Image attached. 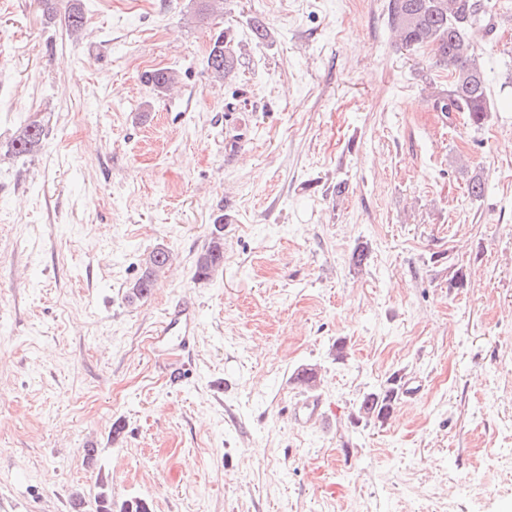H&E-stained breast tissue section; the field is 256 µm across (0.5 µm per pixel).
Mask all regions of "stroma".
I'll return each instance as SVG.
<instances>
[{
  "label": "stroma",
  "mask_w": 512,
  "mask_h": 512,
  "mask_svg": "<svg viewBox=\"0 0 512 512\" xmlns=\"http://www.w3.org/2000/svg\"><path fill=\"white\" fill-rule=\"evenodd\" d=\"M80 3L76 41L0 0V145L46 128L0 152V512H95L101 472L150 512H512V0L472 35L479 127L436 111L448 70L396 43L388 0ZM221 25L229 82L206 66ZM164 67L158 95L140 75ZM220 213L224 271L196 279ZM181 300L199 325L174 384L151 337ZM305 368L328 415L302 428ZM394 376L411 398L360 417ZM207 56V68L214 78L227 80L236 74L240 65V52L234 44L230 28L219 30L211 37ZM44 137L45 128L41 120H28L9 143L8 151L18 157L31 155L39 150ZM171 260L170 252L164 248H156L145 259V268L141 276L132 284L127 292V300L136 303L148 298L154 288L157 277ZM393 396V387L367 393L359 404L358 412L366 420L382 421L387 419L392 409Z\"/></svg>",
  "instance_id": "obj_1"
}]
</instances>
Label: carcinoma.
Returning a JSON list of instances; mask_svg holds the SVG:
<instances>
[{"label": "carcinoma", "mask_w": 512, "mask_h": 512, "mask_svg": "<svg viewBox=\"0 0 512 512\" xmlns=\"http://www.w3.org/2000/svg\"><path fill=\"white\" fill-rule=\"evenodd\" d=\"M45 9L63 17L70 36L79 35L86 28L87 20L79 0H41ZM389 21L401 45L405 47H430L437 63L448 67L451 81L446 92L435 98V107L441 112L453 109L468 114L475 126L484 124L493 104L488 96L486 77L476 58L468 33L482 21L479 0H389ZM240 55L229 28L211 37L207 68L213 77L227 80L236 74ZM179 79L177 71L158 69L141 75L142 82L161 93ZM45 137L44 124L31 119L20 127L9 143V152L24 157L37 152ZM171 260L170 252L157 248L145 259L141 276L127 292V300L136 303L148 298L157 277ZM224 268V237L210 234L208 244L196 262V276L207 280ZM394 388L388 387L363 396L358 408L361 417L382 421L391 412ZM95 496L96 512H114L112 494L107 478H97Z\"/></svg>", "instance_id": "carcinoma-1"}]
</instances>
